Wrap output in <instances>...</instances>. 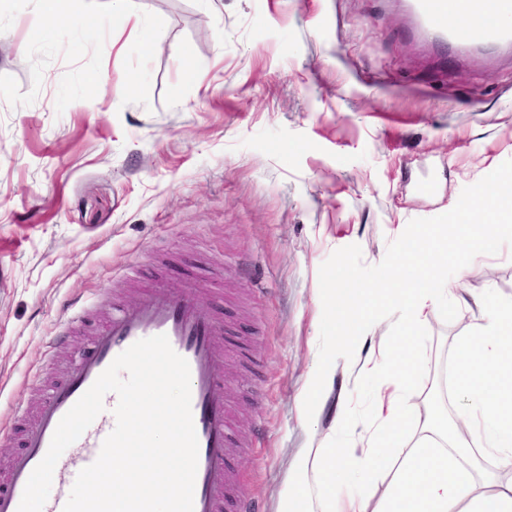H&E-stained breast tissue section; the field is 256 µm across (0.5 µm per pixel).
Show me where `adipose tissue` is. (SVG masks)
<instances>
[{
    "label": "adipose tissue",
    "instance_id": "adipose-tissue-1",
    "mask_svg": "<svg viewBox=\"0 0 512 512\" xmlns=\"http://www.w3.org/2000/svg\"><path fill=\"white\" fill-rule=\"evenodd\" d=\"M471 210V203H464L451 224L421 227L412 245L399 248L387 288L370 294L348 289L326 300V309L339 311L340 317L333 336L313 356L301 393L306 419L318 417L337 361L353 360L368 333L379 327L380 313L397 317L398 336L388 363L371 370L378 379L377 397L363 454L351 457L325 440L304 449L288 469L278 512H455L462 502L465 512H512V484L474 491L464 465L467 450L456 439L460 430L475 432L497 469L512 472V304L484 300L481 317L458 342L460 425L432 431L416 446L404 445L416 390L420 330L434 308L452 300L461 286L442 271L451 262L465 268L467 259L488 253L498 243L497 234L474 224ZM352 469L364 479L380 474L384 493L337 501L336 488Z\"/></svg>",
    "mask_w": 512,
    "mask_h": 512
}]
</instances>
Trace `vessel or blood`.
Here are the masks:
<instances>
[{"label":"vessel or blood","mask_w":512,"mask_h":512,"mask_svg":"<svg viewBox=\"0 0 512 512\" xmlns=\"http://www.w3.org/2000/svg\"><path fill=\"white\" fill-rule=\"evenodd\" d=\"M415 30L431 43L459 51L494 52L512 48V0H407ZM224 333L192 283L156 286L141 292L134 305L115 303L106 324L72 358L66 378L53 386L34 420L23 430V447L0 479V512H17L27 480L46 455L66 412L114 359L136 341L163 334L190 367L191 408L198 438L194 512H224L227 442L224 384L218 375L224 357L216 347ZM115 393L104 410L70 446L71 466L53 474V492L43 512H62L81 469L93 463L115 427Z\"/></svg>","instance_id":"b4317fda"}]
</instances>
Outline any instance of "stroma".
Wrapping results in <instances>:
<instances>
[{
  "mask_svg": "<svg viewBox=\"0 0 512 512\" xmlns=\"http://www.w3.org/2000/svg\"><path fill=\"white\" fill-rule=\"evenodd\" d=\"M135 2L165 21L144 105L122 102L136 19L107 37L94 100L61 112L70 65L56 57L34 84V9L0 33V75L37 93L0 96V476L22 447L13 406L35 415L106 319L66 332L76 310L190 280L224 323L226 498L277 512L300 449L361 455L373 421L374 382L342 365L318 421L299 413L339 269L380 288L401 239L512 177V50L436 54L408 39L402 0ZM500 240L446 271L462 286L421 330L413 416L456 420L458 340L482 299L512 302V234Z\"/></svg>",
  "mask_w": 512,
  "mask_h": 512,
  "instance_id": "1",
  "label": "stroma"
}]
</instances>
